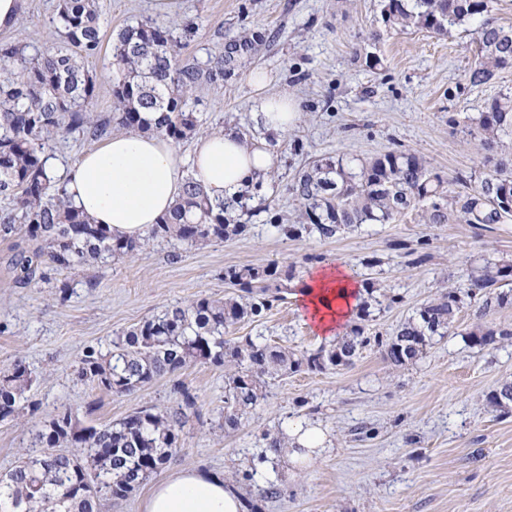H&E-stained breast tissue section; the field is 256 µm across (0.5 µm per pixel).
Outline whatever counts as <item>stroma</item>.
<instances>
[{
  "label": "stroma",
  "mask_w": 512,
  "mask_h": 512,
  "mask_svg": "<svg viewBox=\"0 0 512 512\" xmlns=\"http://www.w3.org/2000/svg\"><path fill=\"white\" fill-rule=\"evenodd\" d=\"M57 3L25 0L0 42H57L51 24ZM99 3L102 47L83 60L98 78L94 116L114 113L113 38L146 18L193 25L185 54L201 61L230 37L270 35L233 75L188 96L199 118L197 135L230 125L247 139L262 136L254 107L262 95L283 90L299 99L301 116L274 142L278 167L253 213L242 216L241 234L193 244L157 239L135 254L78 267L62 276L70 285L64 302L55 295L62 278L56 273L26 287L16 283L11 261L26 242L0 237V371L23 360L38 377L31 396L40 404L35 415L0 423V473L34 450L36 430L61 406L97 425L143 407L177 406L187 391L196 405L188 411L183 451L128 498L101 499L99 512H139L153 484L183 469L224 478L257 503V512H512V407L487 401L512 382V299L481 319L462 300L453 325L400 367L372 344L353 365L268 380L233 430L223 427L224 368L198 363L123 394L101 391L76 374L86 346L106 345L198 297L237 296L224 278L230 268L277 266L281 276L269 286L282 294L263 318L237 324L231 336H261L300 354L327 344L305 324L293 288L311 268L342 264L358 284L373 283L381 299L371 302L363 325L368 336L386 341L440 293L466 292L472 279L512 264V217L487 226L426 224L413 210L396 223L354 226L330 239L283 231L297 209L287 185L315 158L402 151L440 171L455 193L473 192L484 155L512 156L511 140L485 146L471 122L493 97L512 92V69L471 86L466 73L476 42L470 28L449 37L387 31L382 0H179L172 16L156 12L153 0ZM369 52L382 68L366 67ZM255 69L264 72L263 88L249 81ZM477 329L490 334L481 347L469 338ZM306 422L326 429L329 444L295 478L287 464L270 463L269 454L285 426ZM270 482L276 497L257 498L256 488Z\"/></svg>",
  "instance_id": "1"
}]
</instances>
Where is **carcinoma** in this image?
<instances>
[{
    "mask_svg": "<svg viewBox=\"0 0 512 512\" xmlns=\"http://www.w3.org/2000/svg\"><path fill=\"white\" fill-rule=\"evenodd\" d=\"M490 0H384L381 15L393 30H425L448 36L460 26L474 27L479 53L466 74L472 86L490 82L512 68V28L484 19ZM62 41L39 48L28 43L0 42V196L10 207L0 212V236L20 235L32 245L29 255L15 261L16 281L31 284L39 267L73 270L90 261L132 254L157 239L197 243L222 240L245 230L224 216V204H214L195 178L187 179L183 195L170 216L154 225L139 241L112 236L91 223L51 179L45 163L51 144L63 132L94 139L111 133V120L96 119L91 106L97 77L81 62L101 48L99 0H58L52 18ZM194 27L182 32L147 19L126 26L116 36L111 66L119 72L112 95L119 124L130 131H152L175 141L188 138L197 127L196 113L186 95L204 82L224 78L250 58L265 35L241 36L224 44L203 63L184 62L181 50ZM154 114V121L146 115ZM486 144L512 138V93L491 100L477 117ZM489 168L480 185L465 197L461 211L469 224H498L512 215V161L484 158ZM288 191L301 211L287 233H316L332 238L360 224H392L417 204H425L428 224H446L454 216L456 196L441 172L419 157L388 151L370 160L322 158L298 171ZM277 269L253 268L229 274L240 294L224 301L200 297L139 323L110 340L104 350L86 348L77 376L108 392H130L153 379L174 375L191 363L232 367L224 381V425L235 428L262 397L265 378L298 372L302 367L323 370L349 366L370 343L364 327L355 326L333 348L295 356L286 347L263 337L235 341L226 337L239 322L260 318L282 297L261 284ZM512 278V265L471 281L467 296L478 300L477 314H487L506 295L492 292ZM459 294L450 291L406 319L386 343H378L394 365L416 360L435 335L449 328L459 309ZM34 382L23 361L0 376V422L12 421L38 405L26 396ZM194 396L183 392V404L157 411L141 408L99 426H84L78 411H58L39 432L44 450L28 454L0 476V512H98L100 496L125 499L150 475L180 453V433ZM66 445L73 453L55 448Z\"/></svg>",
    "mask_w": 512,
    "mask_h": 512,
    "instance_id": "cac0c4a2",
    "label": "carcinoma"
}]
</instances>
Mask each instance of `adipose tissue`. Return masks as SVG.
<instances>
[{
  "mask_svg": "<svg viewBox=\"0 0 512 512\" xmlns=\"http://www.w3.org/2000/svg\"><path fill=\"white\" fill-rule=\"evenodd\" d=\"M254 119L264 137L248 142L228 127L198 137L190 161H183L175 143L162 135L119 132L86 152L61 178L77 207L114 235L144 238L169 215L180 199L187 177H195L213 201L240 194L265 183L278 158L269 141L283 137L300 119L291 93L262 97ZM297 289L302 313L312 328L335 338L360 301V286L350 271L336 266L311 270ZM283 459L298 468L318 458L325 435L316 427H297L287 433ZM141 512H246L244 498L224 479L185 470L158 485L140 506Z\"/></svg>",
  "mask_w": 512,
  "mask_h": 512,
  "instance_id": "obj_1",
  "label": "adipose tissue"
}]
</instances>
